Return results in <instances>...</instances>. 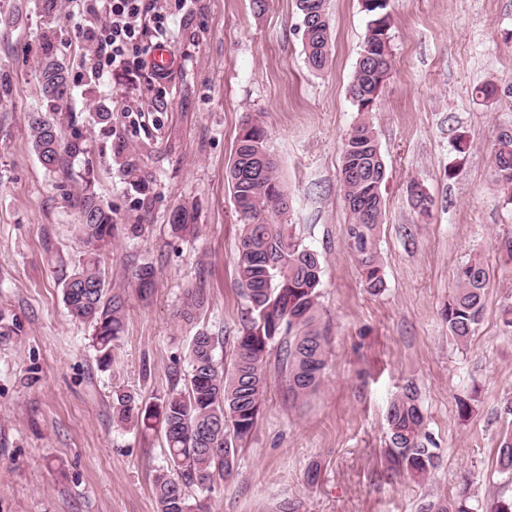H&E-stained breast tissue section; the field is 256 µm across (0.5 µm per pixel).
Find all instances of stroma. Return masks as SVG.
<instances>
[{
	"mask_svg": "<svg viewBox=\"0 0 512 512\" xmlns=\"http://www.w3.org/2000/svg\"><path fill=\"white\" fill-rule=\"evenodd\" d=\"M173 15L163 82L152 67L136 84L89 78L80 0H0V512H156L165 467L160 429L113 416L115 391L142 402L169 393L190 325L177 317L186 289H204L198 323L224 337L248 316L235 278L239 221L225 180L243 125L258 120L288 193L284 221L321 259L319 306L328 336L318 389L294 398L275 357L235 474L216 485L211 512H429L467 493L483 506L512 498L497 449L512 415V338L500 310L512 304V204L493 176L491 144L512 126V0H390L393 67L368 116L386 166L379 250L386 286L365 288L348 249L340 189L344 142L361 116L348 89L367 18L360 0H326L333 28L328 67L305 59L296 0H155ZM70 70L64 138L86 151L67 172L46 171L31 149L28 114L40 105L42 33ZM495 86L487 98L475 90ZM111 123L96 119L100 109ZM467 154L454 148L458 135ZM135 154L148 189L125 176L117 148ZM109 203L116 234L101 254L108 284L125 298V328L109 365L92 327L62 302L61 266L83 255L73 200L84 176ZM418 182L433 206L418 223L407 192ZM191 202L197 235H172L170 215ZM489 273L474 336L458 344L441 317L455 271L471 258ZM155 270L141 299L132 274ZM414 383L436 467L417 483L391 470L386 415ZM473 401L460 417L458 398ZM317 466L315 483L307 471Z\"/></svg>",
	"mask_w": 512,
	"mask_h": 512,
	"instance_id": "stroma-1",
	"label": "stroma"
}]
</instances>
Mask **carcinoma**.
<instances>
[{"label": "carcinoma", "instance_id": "1", "mask_svg": "<svg viewBox=\"0 0 512 512\" xmlns=\"http://www.w3.org/2000/svg\"><path fill=\"white\" fill-rule=\"evenodd\" d=\"M368 16L349 94L358 111H373V92L389 75L390 0H361ZM302 17V40L309 67L324 70L329 63L332 30L326 0H296ZM54 36L43 35L44 60L40 66L41 105L28 116L31 148L48 171H62L69 159L85 152L76 136L64 141L59 129V109L68 96V69L54 55ZM263 161L254 177L249 168ZM491 163L507 200L512 201V135L499 130ZM131 182L146 186L137 158L121 157ZM384 160L375 131L364 120L349 133L343 148L340 185L350 221L347 243L366 288L377 294L384 288L377 235L385 216L382 186ZM241 233L237 248L236 275L248 303L249 319L233 337L232 362L217 357L218 338L196 330L187 348V374L180 389H172L158 402L144 405L130 392L116 395L118 418L147 426L158 422L164 433L167 467L155 478L157 512H209L208 497L217 481L232 476L238 447L252 434L267 388L266 357L277 350L287 372L288 389L294 397L315 391L326 367V337L319 328L321 263L318 254L299 241L281 222L288 211V195L278 176L277 164L267 147V134L254 120L246 123L236 141L226 170ZM413 209L420 219L430 215L432 199L413 183ZM78 228L86 246L73 271L62 276V300L68 313L93 328V343L100 361L112 359L114 342L123 331L125 302L112 292L99 256L115 235L113 211L86 179L77 200ZM171 232L177 237L197 232L193 208L180 205L171 214ZM456 284L442 316L450 335L465 344L480 324L488 271L474 258L456 270ZM142 295L150 294L154 270L142 266L134 273ZM201 288H189L177 316L190 324L205 307ZM389 454L394 467L413 480L425 478L436 466L437 444L425 429V414L416 387L408 384L390 403L387 413ZM500 473L512 474V433L502 437L498 448ZM197 487L191 497L187 488ZM478 507L460 500L443 499L434 512H476Z\"/></svg>", "mask_w": 512, "mask_h": 512}]
</instances>
